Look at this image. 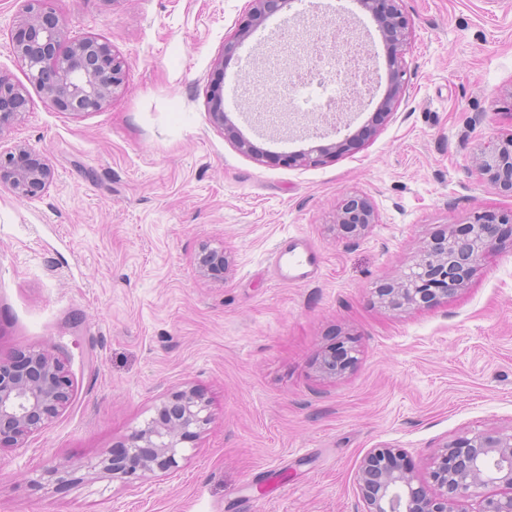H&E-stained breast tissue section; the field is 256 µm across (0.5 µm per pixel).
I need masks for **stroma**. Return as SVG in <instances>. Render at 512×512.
Here are the masks:
<instances>
[{
    "instance_id": "stroma-1",
    "label": "stroma",
    "mask_w": 512,
    "mask_h": 512,
    "mask_svg": "<svg viewBox=\"0 0 512 512\" xmlns=\"http://www.w3.org/2000/svg\"><path fill=\"white\" fill-rule=\"evenodd\" d=\"M349 0H292L253 28L230 58L225 37L250 0H46L68 39L108 41L126 67L122 92L93 112L56 111L14 56L19 0H0V74L24 88L27 112L0 137L49 159L55 179L32 199L0 186V360L52 348L73 383L49 426L0 450V512H362L356 472L379 444L402 449L419 478L444 442L512 429V245L477 264L465 288L424 309L390 311L375 290L431 238L512 198L480 181L473 157L512 132V0H402L412 34L396 113L345 117L370 127L360 147L322 164L287 155L312 136V84L268 119L254 85L283 95L302 52L268 65L285 20L300 35L352 28L373 55L382 99L387 57L370 15ZM264 158L214 123L208 89ZM369 197L377 222L347 237L336 211ZM306 241L318 272L281 280L277 248ZM223 251V277L196 270ZM357 350L342 377L318 356ZM194 387L212 420L178 468L120 483H64L54 465L111 451L160 396Z\"/></svg>"
}]
</instances>
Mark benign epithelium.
Instances as JSON below:
<instances>
[{"label": "benign epithelium", "mask_w": 512, "mask_h": 512, "mask_svg": "<svg viewBox=\"0 0 512 512\" xmlns=\"http://www.w3.org/2000/svg\"><path fill=\"white\" fill-rule=\"evenodd\" d=\"M23 15L11 31L13 53L28 70V78L59 112L81 114L96 111L123 90L126 71L111 44L97 37L66 41L65 26L43 11L44 0H22ZM369 13L382 30L384 46L397 50L407 41L410 21L401 0H351ZM291 0H251L249 23L237 36L224 42V55H232L252 27L261 25ZM405 69L397 55L390 58L388 81L391 93L377 111L391 114L400 103ZM210 102L214 121L236 138L241 150L252 153L254 145L239 135L223 109L222 86H212ZM24 90L0 76V135L26 110ZM363 137L356 131L346 142L315 148L303 161L318 163L336 150H345ZM475 164L480 178L499 192L512 196V135L479 149ZM54 172L47 157L26 145L0 153V186L15 195L34 198L53 182ZM372 201L360 195L343 203L336 217L352 237L362 235L376 223ZM512 224V210L476 211L463 228L442 235L420 250L418 261L399 281L377 291L389 309L425 307L439 294H452L464 286L477 262L500 241V226ZM224 268V254L204 252L197 269L202 275ZM353 348L325 352L317 371L336 378L355 362ZM73 396V384L61 361L50 349H32L9 362L0 361V447L17 445L42 431ZM210 423L208 404L193 389L184 388L160 399L154 415L134 430L125 445V457L110 454L99 458L88 470L124 481L135 474L154 477L178 467L181 444L205 430ZM430 477L437 492L428 494L399 448L380 444L364 458L357 472L363 512H456L463 497L478 490L499 486L504 492L483 495L478 512H512V431L475 433L445 443L432 458Z\"/></svg>", "instance_id": "obj_1"}]
</instances>
